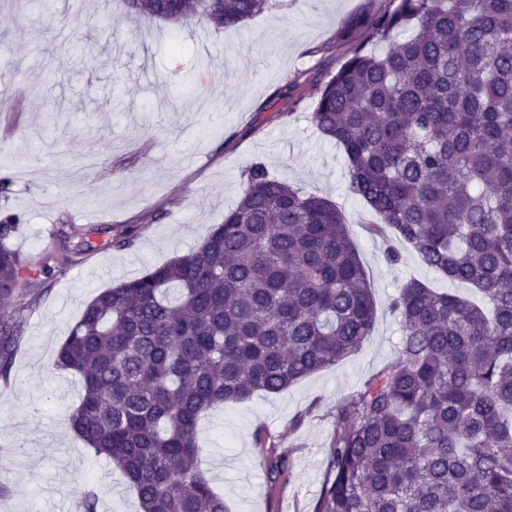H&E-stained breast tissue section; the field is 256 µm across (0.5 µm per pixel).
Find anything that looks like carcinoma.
Instances as JSON below:
<instances>
[{"label": "carcinoma", "instance_id": "carcinoma-1", "mask_svg": "<svg viewBox=\"0 0 512 512\" xmlns=\"http://www.w3.org/2000/svg\"><path fill=\"white\" fill-rule=\"evenodd\" d=\"M317 82L311 119L362 199L429 269L473 300L410 278L391 311L394 363L336 405L313 512H512V0H392ZM136 19L238 29L270 0H125ZM246 190L189 252L106 288L60 345L70 429L120 470L141 512H228L197 427L221 405L277 394L371 336V288L336 203L247 167ZM0 210V298L32 266ZM115 249L133 226L100 228ZM83 250L42 258L50 276ZM14 318H0V371ZM261 465L275 485L288 458Z\"/></svg>", "mask_w": 512, "mask_h": 512}]
</instances>
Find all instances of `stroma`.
<instances>
[{"mask_svg":"<svg viewBox=\"0 0 512 512\" xmlns=\"http://www.w3.org/2000/svg\"><path fill=\"white\" fill-rule=\"evenodd\" d=\"M390 0H278L241 29L195 18L136 23L122 0H0V156L12 190L0 209L23 223L11 245L29 262L73 250L62 225L137 228L129 248L91 236L78 264L43 285L20 281L26 300H0L20 333L0 386V512H76L83 491L98 512H139L124 476L68 427L75 377L53 362L85 303L192 249L242 197L243 170L328 196L344 216L376 309L375 330L352 355L279 394L211 411L199 426L203 470L230 512H312L324 478L334 412L397 357L401 330L389 303L409 278L445 282L345 189L340 147L311 122L309 88L367 42L366 18ZM118 46L113 69L108 46ZM208 58L197 67L198 58ZM396 246L398 263L386 258ZM287 455L292 475L270 485L265 453Z\"/></svg>","mask_w":512,"mask_h":512,"instance_id":"35a3bbf8","label":"stroma"}]
</instances>
